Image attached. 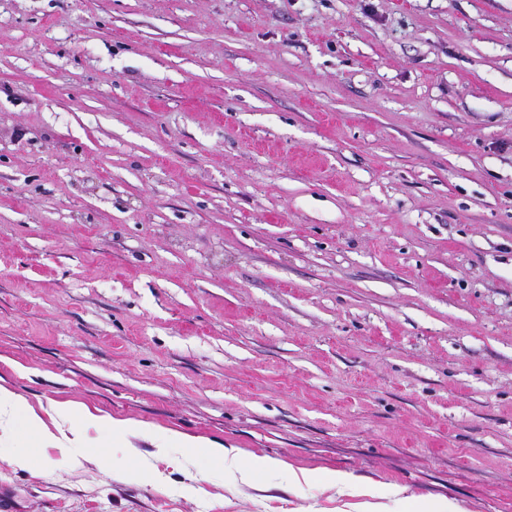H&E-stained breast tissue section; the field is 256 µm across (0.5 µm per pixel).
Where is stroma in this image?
I'll return each mask as SVG.
<instances>
[{
	"label": "stroma",
	"mask_w": 512,
	"mask_h": 512,
	"mask_svg": "<svg viewBox=\"0 0 512 512\" xmlns=\"http://www.w3.org/2000/svg\"><path fill=\"white\" fill-rule=\"evenodd\" d=\"M0 386L314 476L89 427L16 512H512V0H0ZM142 434L152 440L159 456H169L177 451L185 457L203 459L221 467L225 478L232 482H246L260 475L276 476L284 471L282 463L276 460L260 456L240 458L221 446L196 437L170 436L149 427L142 428ZM399 494V493H398ZM396 494V498L392 502V506L386 508V510H374L369 512H464L465 510L453 500L448 501H433L426 505L427 510H414L409 507L411 498L399 497Z\"/></svg>",
	"instance_id": "1"
}]
</instances>
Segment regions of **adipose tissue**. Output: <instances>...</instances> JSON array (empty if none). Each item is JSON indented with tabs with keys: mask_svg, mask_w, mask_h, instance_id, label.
Wrapping results in <instances>:
<instances>
[{
	"mask_svg": "<svg viewBox=\"0 0 512 512\" xmlns=\"http://www.w3.org/2000/svg\"><path fill=\"white\" fill-rule=\"evenodd\" d=\"M92 426L102 433L97 461L103 468H111L113 452L126 445V426L110 417L93 413L86 408L61 407L57 419L46 422L27 401L6 388L0 387V461L29 471L37 470L41 451L58 448L66 452L73 464H81L87 445L82 427ZM158 455L168 456L179 452L182 456L200 458L219 466L226 479L246 482L261 475L287 474L290 484L301 486L309 483L306 472L285 471L282 463L267 457L240 458L223 447L187 435L170 436L144 428Z\"/></svg>",
	"mask_w": 512,
	"mask_h": 512,
	"instance_id": "obj_1",
	"label": "adipose tissue"
}]
</instances>
